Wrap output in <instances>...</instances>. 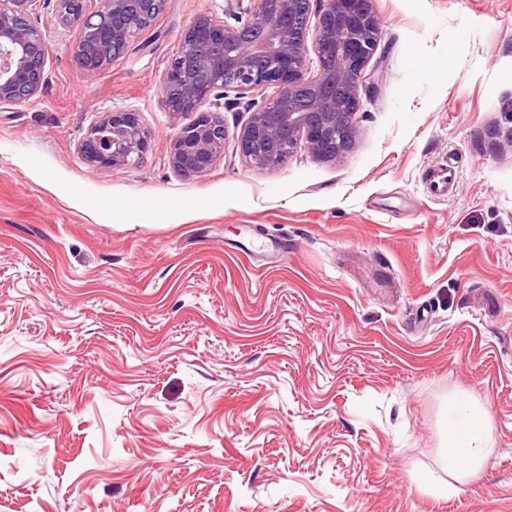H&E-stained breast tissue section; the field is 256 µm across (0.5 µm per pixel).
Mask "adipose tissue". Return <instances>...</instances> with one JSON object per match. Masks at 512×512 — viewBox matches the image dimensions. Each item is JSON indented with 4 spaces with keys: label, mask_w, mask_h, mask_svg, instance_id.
Returning <instances> with one entry per match:
<instances>
[{
    "label": "adipose tissue",
    "mask_w": 512,
    "mask_h": 512,
    "mask_svg": "<svg viewBox=\"0 0 512 512\" xmlns=\"http://www.w3.org/2000/svg\"><path fill=\"white\" fill-rule=\"evenodd\" d=\"M494 451L489 414L484 409H459L455 412L448 445L441 453L448 469H455L458 462H465L464 475L477 479L487 458Z\"/></svg>",
    "instance_id": "1"
}]
</instances>
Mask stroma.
Wrapping results in <instances>:
<instances>
[{"mask_svg": "<svg viewBox=\"0 0 512 512\" xmlns=\"http://www.w3.org/2000/svg\"><path fill=\"white\" fill-rule=\"evenodd\" d=\"M372 4L346 152L251 167L276 90L218 89L224 152L183 177L168 61L250 0H167L92 75L35 0L46 84L0 106V512H512V0ZM107 112L139 114L135 164L79 153ZM458 400L494 439L463 483Z\"/></svg>", "mask_w": 512, "mask_h": 512, "instance_id": "1", "label": "stroma"}]
</instances>
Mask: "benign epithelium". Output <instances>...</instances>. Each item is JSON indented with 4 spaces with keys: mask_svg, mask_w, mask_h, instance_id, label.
Masks as SVG:
<instances>
[{
    "mask_svg": "<svg viewBox=\"0 0 512 512\" xmlns=\"http://www.w3.org/2000/svg\"><path fill=\"white\" fill-rule=\"evenodd\" d=\"M250 18L241 27L202 15L180 35L179 48L170 59L161 89L165 110L193 116L178 132L170 155L177 173L192 176L206 171L221 156L228 131L217 112L202 110L216 88L248 91L273 86L278 95L268 111L253 112L237 134L241 154L251 165L271 168L284 164L298 141L306 140L319 157L334 158L349 148L336 128V110L348 112V139L354 137L353 117L359 111V87L367 80L365 68L379 41V26L372 0H317L314 29L303 25L290 30L282 23L295 0H252ZM34 0H0V104H20L41 93L49 44L30 20ZM73 12L58 11V21L79 28L75 59L93 74L112 62V47L129 46L143 25L140 0H104L102 8L87 9L78 0ZM124 18L112 26V17ZM94 36L101 63H86L82 45ZM328 66L310 76L308 48ZM261 56L266 66L255 69ZM192 57L208 71L209 83L200 86L185 65ZM295 132L287 142L283 128ZM147 132L134 112H108L95 121L78 144L91 165L109 168L129 165L140 158Z\"/></svg>",
    "mask_w": 512,
    "mask_h": 512,
    "instance_id": "benign-epithelium-1",
    "label": "benign epithelium"
}]
</instances>
